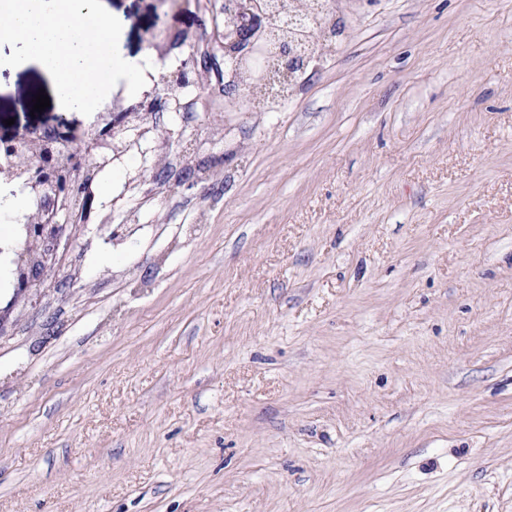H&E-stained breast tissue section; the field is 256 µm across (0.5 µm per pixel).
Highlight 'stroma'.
Instances as JSON below:
<instances>
[{
    "label": "stroma",
    "instance_id": "obj_1",
    "mask_svg": "<svg viewBox=\"0 0 512 512\" xmlns=\"http://www.w3.org/2000/svg\"><path fill=\"white\" fill-rule=\"evenodd\" d=\"M177 69L224 0H103ZM275 111L212 86L97 177L89 230L0 330V512H512V0H340ZM166 30L158 60L143 33ZM0 65V130L90 117Z\"/></svg>",
    "mask_w": 512,
    "mask_h": 512
}]
</instances>
